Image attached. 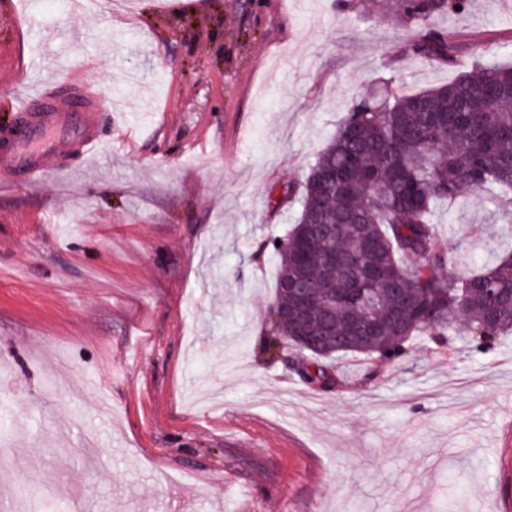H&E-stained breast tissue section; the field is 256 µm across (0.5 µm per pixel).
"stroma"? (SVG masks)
I'll return each mask as SVG.
<instances>
[{
	"mask_svg": "<svg viewBox=\"0 0 512 512\" xmlns=\"http://www.w3.org/2000/svg\"><path fill=\"white\" fill-rule=\"evenodd\" d=\"M337 0H0V128L76 68L112 96L102 152L0 185V505L31 512H512V335L487 354L425 336L350 358L314 390L263 353L264 243L353 95L388 67L408 91L472 57L512 63V0L448 27L457 67ZM285 196L269 205V193ZM442 229L480 265L512 252L485 195Z\"/></svg>",
	"mask_w": 512,
	"mask_h": 512,
	"instance_id": "1",
	"label": "stroma"
}]
</instances>
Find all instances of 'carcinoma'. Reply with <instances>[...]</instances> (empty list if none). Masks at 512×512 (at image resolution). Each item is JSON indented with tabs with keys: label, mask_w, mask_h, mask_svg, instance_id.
Instances as JSON below:
<instances>
[{
	"label": "carcinoma",
	"mask_w": 512,
	"mask_h": 512,
	"mask_svg": "<svg viewBox=\"0 0 512 512\" xmlns=\"http://www.w3.org/2000/svg\"><path fill=\"white\" fill-rule=\"evenodd\" d=\"M469 0H372L373 12L418 29L405 51L452 63L459 36L441 21L467 12ZM484 192L512 223V65L476 60L453 81L407 92L386 78L351 98L336 134L316 154L295 222L272 245L277 277L271 305L295 308L288 281L310 288L307 321L330 334L308 343L293 321L284 344L304 354L299 378L321 387L331 362L401 355L417 336L512 332V256L478 272L453 275L456 247L439 224L447 207ZM317 224H336L343 263L324 267ZM383 325L370 342L354 334L365 320Z\"/></svg>",
	"instance_id": "obj_1"
}]
</instances>
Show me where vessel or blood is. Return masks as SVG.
Wrapping results in <instances>:
<instances>
[{"label": "vessel or blood", "instance_id": "obj_1", "mask_svg": "<svg viewBox=\"0 0 512 512\" xmlns=\"http://www.w3.org/2000/svg\"><path fill=\"white\" fill-rule=\"evenodd\" d=\"M75 91L60 94L48 87L22 100L0 147V181L31 183L48 168L65 169L74 158L98 152L101 112L109 108L103 90L75 79Z\"/></svg>", "mask_w": 512, "mask_h": 512}]
</instances>
